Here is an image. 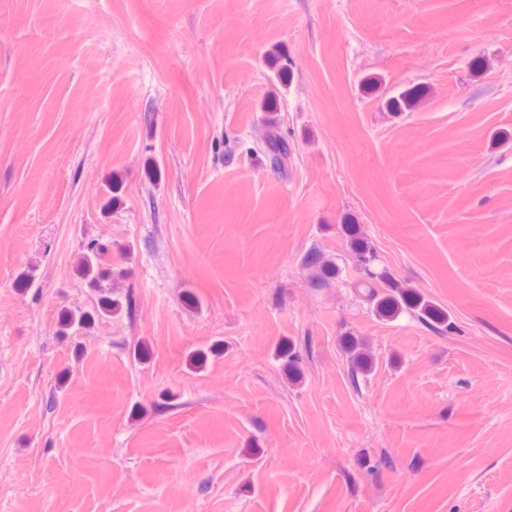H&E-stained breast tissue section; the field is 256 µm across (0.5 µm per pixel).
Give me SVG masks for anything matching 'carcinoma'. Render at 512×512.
<instances>
[{
  "instance_id": "carcinoma-1",
  "label": "carcinoma",
  "mask_w": 512,
  "mask_h": 512,
  "mask_svg": "<svg viewBox=\"0 0 512 512\" xmlns=\"http://www.w3.org/2000/svg\"><path fill=\"white\" fill-rule=\"evenodd\" d=\"M423 94V89L411 87L389 99L387 105L394 112L411 111L416 108ZM264 147L270 159L275 163L288 162V142L277 132L273 130L269 132ZM345 230L349 236L350 247L356 263L364 273V278L356 284V287L362 289L361 296L365 301L373 304V309L379 317H393L403 311H411L427 323L443 325L448 322L446 313L425 300L420 294L396 286L382 272H374L370 267L372 261L370 247L357 234L356 226L348 224L345 226ZM108 253L109 249L104 244L91 241L85 245V251L79 263V272L90 285L96 288L101 287L102 281L111 272L110 265L106 263ZM306 264L318 269L314 280L317 287L338 274L333 261L323 259L322 254L316 251L307 255ZM94 321V315L89 312L66 311L59 321V334L68 336L74 331L91 326ZM344 351L349 360L352 375L364 374L368 371L371 359L355 337L346 338ZM277 356L285 361L290 370L299 371L300 355L292 343L280 344Z\"/></svg>"
}]
</instances>
